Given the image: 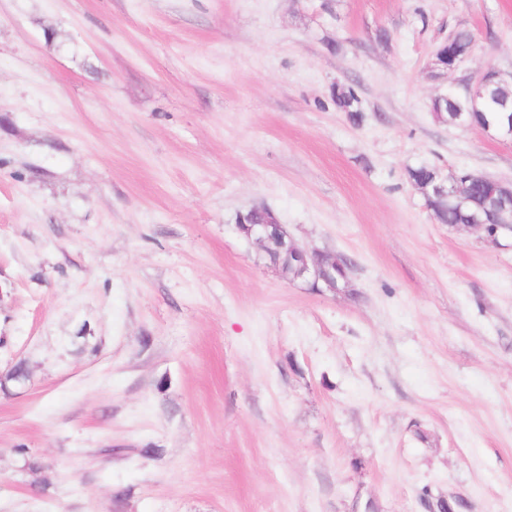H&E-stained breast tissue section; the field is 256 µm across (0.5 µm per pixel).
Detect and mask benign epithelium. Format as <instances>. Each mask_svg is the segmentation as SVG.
<instances>
[{"instance_id": "benign-epithelium-1", "label": "benign epithelium", "mask_w": 512, "mask_h": 512, "mask_svg": "<svg viewBox=\"0 0 512 512\" xmlns=\"http://www.w3.org/2000/svg\"><path fill=\"white\" fill-rule=\"evenodd\" d=\"M505 85L506 82L497 73L487 71L468 83L465 91L476 103L484 97L488 88L494 86L502 89ZM471 180H480L491 187V203L490 212L485 218L474 216L466 227L483 230L491 225L497 232L504 230L512 233V183L467 171L462 174L455 172L446 177L436 171L420 190L427 200L435 196L461 208L467 203L466 182ZM253 213V209L239 213L237 228L243 236L271 253L270 263L280 278L289 283L301 281L311 288H326L333 292H341L349 287L351 266L346 259L294 241L272 213L263 223L252 220Z\"/></svg>"}]
</instances>
